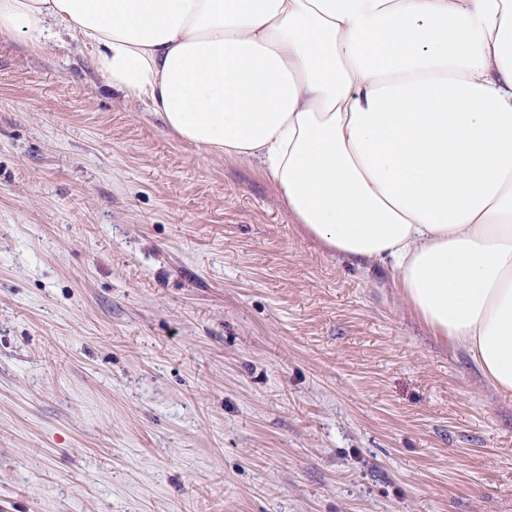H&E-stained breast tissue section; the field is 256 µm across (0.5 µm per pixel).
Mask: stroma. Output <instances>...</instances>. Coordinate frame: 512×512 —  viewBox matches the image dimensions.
<instances>
[{
  "instance_id": "1",
  "label": "stroma",
  "mask_w": 512,
  "mask_h": 512,
  "mask_svg": "<svg viewBox=\"0 0 512 512\" xmlns=\"http://www.w3.org/2000/svg\"><path fill=\"white\" fill-rule=\"evenodd\" d=\"M396 280L0 37V512H512V399Z\"/></svg>"
}]
</instances>
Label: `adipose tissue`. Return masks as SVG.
I'll use <instances>...</instances> for the list:
<instances>
[{"label":"adipose tissue","instance_id":"1","mask_svg":"<svg viewBox=\"0 0 512 512\" xmlns=\"http://www.w3.org/2000/svg\"><path fill=\"white\" fill-rule=\"evenodd\" d=\"M178 140L261 164L512 396V0H0Z\"/></svg>","mask_w":512,"mask_h":512}]
</instances>
